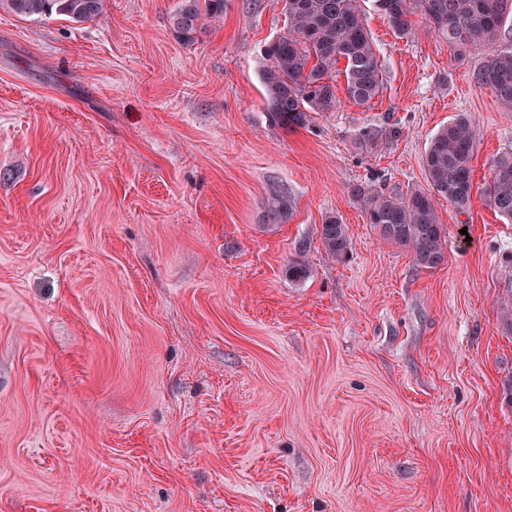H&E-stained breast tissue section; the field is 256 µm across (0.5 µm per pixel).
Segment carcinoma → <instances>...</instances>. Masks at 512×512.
I'll return each instance as SVG.
<instances>
[{"instance_id":"carcinoma-1","label":"carcinoma","mask_w":512,"mask_h":512,"mask_svg":"<svg viewBox=\"0 0 512 512\" xmlns=\"http://www.w3.org/2000/svg\"><path fill=\"white\" fill-rule=\"evenodd\" d=\"M103 0H0V6L21 17L63 15L75 23L93 19ZM378 12L401 35L412 29L413 17L425 20L441 35L455 59L466 61L472 50L500 44L473 77L493 89L497 100L512 110V0H374ZM288 18L286 33L266 49L269 66L262 73L264 109L275 125L303 124L312 112L338 107L336 73L345 78L349 100L366 106L383 92L384 82L372 37L358 0H281ZM224 17V0H180L174 27L185 42L194 39L206 19ZM344 61L345 68L337 67ZM479 131L460 115L430 140L424 156L427 188L406 193L370 192L364 199L367 223L386 242L403 246L419 269H435L445 259L436 203L444 199L458 212L471 206V160ZM483 196L501 216L512 221V150L497 155ZM292 206L279 197L268 203L276 223L286 221ZM322 244L338 261L350 249L347 226L336 216L321 224Z\"/></svg>"}]
</instances>
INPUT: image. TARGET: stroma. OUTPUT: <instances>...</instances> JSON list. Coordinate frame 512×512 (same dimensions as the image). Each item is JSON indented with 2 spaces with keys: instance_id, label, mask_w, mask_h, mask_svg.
I'll return each instance as SVG.
<instances>
[{
  "instance_id": "1",
  "label": "stroma",
  "mask_w": 512,
  "mask_h": 512,
  "mask_svg": "<svg viewBox=\"0 0 512 512\" xmlns=\"http://www.w3.org/2000/svg\"><path fill=\"white\" fill-rule=\"evenodd\" d=\"M359 2L383 94L292 126L263 110L280 0H225L188 44L178 0L0 8V512H512V222L441 202L421 270L351 193L426 188L462 112L489 181L512 111L472 72L497 47L461 64ZM1 8L21 17L66 16L70 21L83 23L93 19L101 10L103 0H1ZM322 244L329 255L337 261L347 258L350 242L346 224L336 216H328L321 225Z\"/></svg>"
}]
</instances>
